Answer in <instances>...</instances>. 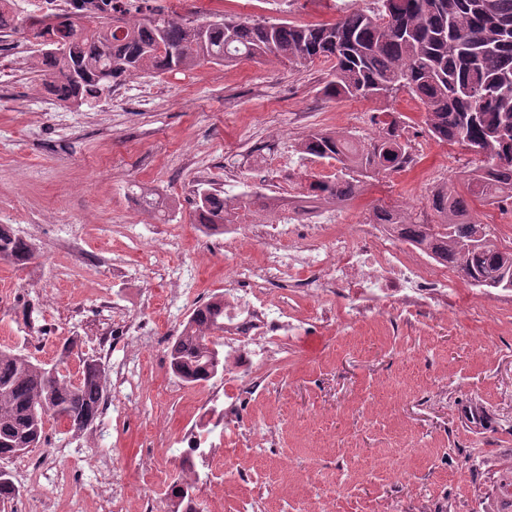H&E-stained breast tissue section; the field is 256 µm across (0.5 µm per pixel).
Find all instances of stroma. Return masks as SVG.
I'll return each mask as SVG.
<instances>
[{"label": "stroma", "instance_id": "1", "mask_svg": "<svg viewBox=\"0 0 512 512\" xmlns=\"http://www.w3.org/2000/svg\"><path fill=\"white\" fill-rule=\"evenodd\" d=\"M363 9L373 0H360ZM351 0H223L241 17L331 23ZM330 63L293 69L277 58L202 63L160 78L134 77L120 92L66 107L37 93L22 64L0 98V224L34 243L38 257L0 260V345L52 363L76 339V356L108 375L104 410L79 436L48 422V444L26 454L30 475L0 512H102L95 464L168 512L171 484L190 463L204 512H512V291H475L455 278L448 313L391 305L350 316L353 298L323 303L277 292L298 324L278 361L257 375L238 426L215 422L241 382L181 383L168 348L192 310L234 284L235 260L194 221L206 183L233 196L274 188L264 163L293 160V179L334 174L335 162L301 160L298 143L327 130L374 137L382 110L400 114L416 163L367 182L332 212L346 230L374 207L428 213L432 190L474 156L429 137L425 109L407 93L383 102L326 98ZM149 184L163 217L128 196ZM207 433L196 452L192 435ZM406 481H398L392 466Z\"/></svg>", "mask_w": 512, "mask_h": 512}]
</instances>
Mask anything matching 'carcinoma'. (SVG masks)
<instances>
[{"label": "carcinoma", "mask_w": 512, "mask_h": 512, "mask_svg": "<svg viewBox=\"0 0 512 512\" xmlns=\"http://www.w3.org/2000/svg\"><path fill=\"white\" fill-rule=\"evenodd\" d=\"M375 10L350 11L333 23L297 25L263 17L221 16L218 20H176L160 10L141 13L131 24L124 11L107 8L95 25L83 15L65 14L54 25L24 37L33 49L40 85L56 99L80 106L112 84L131 76L150 77L190 69L202 62L228 64L272 55L291 68L331 63L329 97L383 98L406 92L426 112L430 137L472 147L483 164L459 171L461 189L434 191L431 208L438 220L419 224L397 211L392 230L412 245L471 281L494 279L512 270V253H502L486 225L470 218V202L512 200V0H377ZM26 17L0 12V32L24 33ZM376 137L362 145L354 134L317 131L298 144L304 158L341 164L336 178L310 183L324 204L356 196L380 173L410 168L415 159L403 139L399 118L387 113ZM222 197L204 187L195 196L196 221L212 233L224 231V214L260 203ZM35 244L0 224V260L25 266ZM224 294L198 305L182 324L169 351V369L180 382L203 387L217 361L224 372L220 333ZM77 342L63 345L56 363H44L19 349L0 347V460L45 445L49 420L68 432L87 431L105 404L106 371L96 359H80L79 378L60 371ZM194 481L182 473L173 482V512H199ZM18 489L0 469V501Z\"/></svg>", "instance_id": "obj_1"}]
</instances>
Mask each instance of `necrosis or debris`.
<instances>
[{
  "mask_svg": "<svg viewBox=\"0 0 512 512\" xmlns=\"http://www.w3.org/2000/svg\"><path fill=\"white\" fill-rule=\"evenodd\" d=\"M288 227V246L281 249L267 242L258 225L228 224L224 227L225 246L242 249L244 244L260 246L262 270L246 261L236 266V285L224 291L225 372L242 377L238 398H246L253 386V373L273 361L279 337L292 334L296 325L280 306H255L265 292L264 273L286 266L325 270L322 278H294L288 288L295 295L322 301L331 288L356 286L359 307L353 316L387 304L400 308H448V274L433 273L427 267L405 258L397 239L385 224H363L358 235L338 233L329 250L309 242L310 231L334 223L332 214L308 201L303 190H295L283 213Z\"/></svg>",
  "mask_w": 512,
  "mask_h": 512,
  "instance_id": "1",
  "label": "necrosis or debris"
}]
</instances>
